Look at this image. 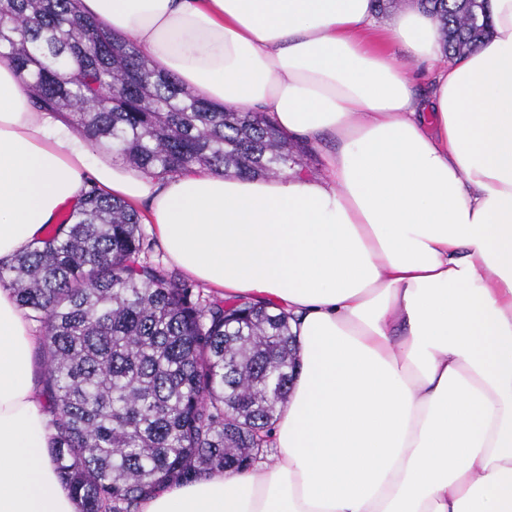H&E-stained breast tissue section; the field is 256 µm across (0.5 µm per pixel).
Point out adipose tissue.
<instances>
[{
    "label": "adipose tissue",
    "mask_w": 512,
    "mask_h": 512,
    "mask_svg": "<svg viewBox=\"0 0 512 512\" xmlns=\"http://www.w3.org/2000/svg\"><path fill=\"white\" fill-rule=\"evenodd\" d=\"M207 100L321 148L322 176L158 177L93 155L0 65V260L89 188L168 259L284 306L300 368L271 456L139 512H512V0L448 59L416 2L81 0ZM435 68L417 97L403 59ZM38 338L0 288V512H79L47 452Z\"/></svg>",
    "instance_id": "1"
}]
</instances>
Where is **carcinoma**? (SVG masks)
<instances>
[{
    "label": "carcinoma",
    "mask_w": 512,
    "mask_h": 512,
    "mask_svg": "<svg viewBox=\"0 0 512 512\" xmlns=\"http://www.w3.org/2000/svg\"><path fill=\"white\" fill-rule=\"evenodd\" d=\"M421 2L451 55L487 34L485 0ZM0 62L91 147L157 176L286 175L311 151L156 70L80 0H0ZM151 253L139 212L92 187L0 262L42 336L50 454L79 512H138L169 484L249 467L296 376L285 310L219 299Z\"/></svg>",
    "instance_id": "carcinoma-1"
}]
</instances>
